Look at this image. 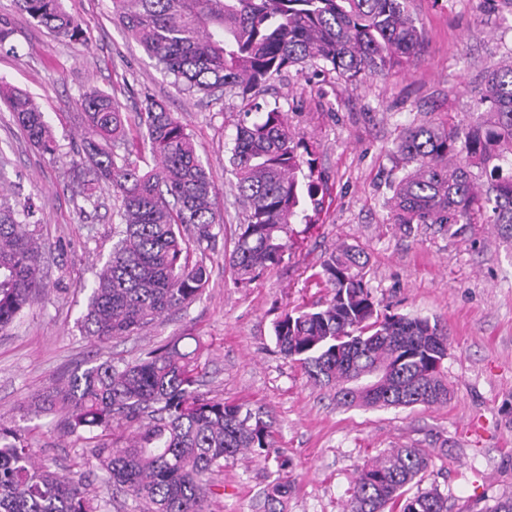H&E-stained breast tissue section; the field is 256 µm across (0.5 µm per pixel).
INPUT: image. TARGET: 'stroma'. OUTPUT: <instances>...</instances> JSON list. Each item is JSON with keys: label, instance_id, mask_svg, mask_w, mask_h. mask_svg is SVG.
Instances as JSON below:
<instances>
[{"label": "stroma", "instance_id": "stroma-1", "mask_svg": "<svg viewBox=\"0 0 512 512\" xmlns=\"http://www.w3.org/2000/svg\"><path fill=\"white\" fill-rule=\"evenodd\" d=\"M61 5L83 40L54 36L18 13L14 0H0V16L15 30L0 50V79L36 100L60 145L57 159L42 155L0 102V194L33 204L45 284L0 331V424L25 432L52 470L94 480L82 441L64 434L53 416L34 413V401L75 369L175 340L182 350H198L201 392L275 417L276 446L290 461L283 512H344L357 466L407 445L434 450L430 481L452 512H484L512 496V237L479 217L456 235H407L390 223L386 206L402 131L469 118L472 78L512 57V0H410L426 39L420 63L352 84L332 71L307 78L289 71L257 97L218 101L175 85L113 15L110 0ZM89 87L116 92L131 118L144 95L163 100L186 123L224 214L205 251L209 283L200 298L101 343L86 336L82 320L94 271L112 250L114 200L108 190L94 205L81 195L92 174L78 155L85 129L78 98ZM255 103L287 112L327 190L315 222L295 225L288 256L240 285L226 257L242 204L225 168L236 127ZM343 244L363 251L367 285L381 308L446 325V404L348 408L277 351L275 322L322 297L314 275ZM219 481L210 512H266V471L251 456L225 464Z\"/></svg>", "mask_w": 512, "mask_h": 512}]
</instances>
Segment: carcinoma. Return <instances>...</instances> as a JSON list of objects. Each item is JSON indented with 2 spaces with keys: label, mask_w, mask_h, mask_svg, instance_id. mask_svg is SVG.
<instances>
[{
  "label": "carcinoma",
  "mask_w": 512,
  "mask_h": 512,
  "mask_svg": "<svg viewBox=\"0 0 512 512\" xmlns=\"http://www.w3.org/2000/svg\"><path fill=\"white\" fill-rule=\"evenodd\" d=\"M132 38L189 94L243 97L296 67L330 68L345 81L383 77L415 65L426 44L408 0H111ZM56 35L84 37L60 0H15ZM0 99L32 146L55 158L45 114L25 92L0 80ZM87 127L83 153L95 173L84 200L112 191L117 218L112 251L87 299L86 336H129L202 295L208 268L191 246L211 243L224 221L213 183L186 125L145 97L137 128L154 165L140 166L128 147V119L115 94L80 93ZM478 117L466 125L409 127L397 145L401 175L391 183L390 220L456 231L480 211L512 235V62L485 70L475 95ZM300 141L279 106L244 113L230 149L231 186L245 209L229 265L247 284L282 262L291 224L322 210L323 189L301 182ZM490 175L479 181L473 169ZM508 175H503V172ZM31 210L0 199V330L42 287L40 246ZM363 252L340 246L316 277L328 298L284 312L275 345L315 384L347 407L408 408L448 401L443 360L448 332L438 320L380 310L365 281ZM195 350L168 342L131 361L110 360L74 372L41 396L63 432L85 442L103 473L93 487L38 463L25 438L0 425V512H107V491L135 500L139 512H209L213 475L251 454L275 466L267 512L288 495V460L275 448L274 420L262 406L209 398L198 391ZM434 455L415 445L392 448L355 472L347 512H451L437 487L422 489ZM413 495H408L412 487Z\"/></svg>",
  "instance_id": "obj_1"
}]
</instances>
